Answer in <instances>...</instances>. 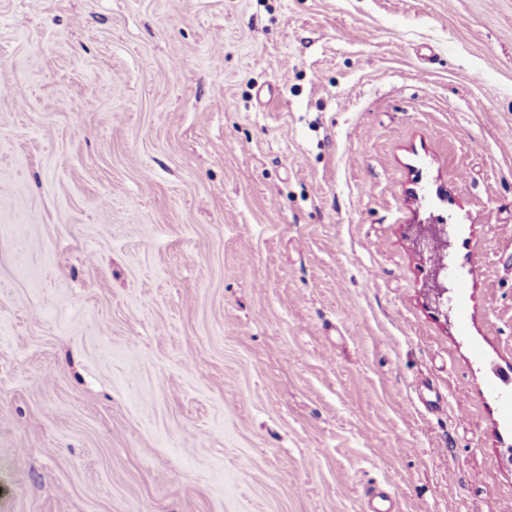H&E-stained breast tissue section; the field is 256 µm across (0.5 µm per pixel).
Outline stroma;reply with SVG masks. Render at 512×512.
Here are the masks:
<instances>
[{
  "label": "stroma",
  "instance_id": "stroma-1",
  "mask_svg": "<svg viewBox=\"0 0 512 512\" xmlns=\"http://www.w3.org/2000/svg\"><path fill=\"white\" fill-rule=\"evenodd\" d=\"M0 81V512L512 501V0H0ZM448 225L447 224H417L414 227L419 242H433L435 272L431 273L430 287L434 304L439 309L445 306L448 310Z\"/></svg>",
  "mask_w": 512,
  "mask_h": 512
}]
</instances>
